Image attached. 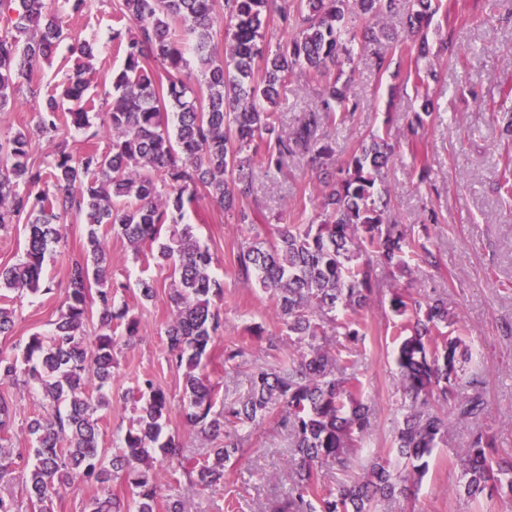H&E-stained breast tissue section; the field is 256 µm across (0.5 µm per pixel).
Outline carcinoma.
<instances>
[{
  "mask_svg": "<svg viewBox=\"0 0 512 512\" xmlns=\"http://www.w3.org/2000/svg\"><path fill=\"white\" fill-rule=\"evenodd\" d=\"M215 0H118L119 26L112 41L123 64L112 71V104L102 125L105 151L91 143L78 155L53 145L46 164L30 161L32 135L58 131L59 105L72 126L91 127L83 103L84 66L74 68L59 92L38 105L35 129L0 139V227L22 224L21 259L0 266V290L21 297L52 292L44 275L50 247L58 243L64 220L85 227L82 251L69 258V289L58 307L50 335L33 333L22 354L0 352V382L38 385L46 414L30 420L34 441L28 456L9 444L16 408L0 393V488L21 481L30 512H53L62 487L77 481L102 489L85 512H156L161 487L154 463L170 466L172 481L198 491L224 482V466L243 449L230 438L239 426L259 427L276 415L291 436L286 460L288 494L272 503L273 512H381L383 502L411 503L428 470V457L448 434L445 407L457 419L477 418L484 409L480 392L461 397L462 363L468 346L459 318L440 299L417 298L391 286L389 307L398 317L395 363L404 396L402 423L394 435L401 467L381 456L362 458L369 439V406L356 377L344 373L353 363V346L363 341L361 316L380 290L377 271L409 277L413 267H434L432 249L411 237L389 215L385 170L397 153L374 135L337 169L323 194L319 223L284 224L276 240L255 241L234 256L236 272L256 277L275 299L274 318L290 337L288 355L268 340L273 361L253 367L247 392L224 399L213 411L216 385L208 371L210 351L223 336L224 318L215 300L224 282L212 270L213 257L185 221L198 191L229 211L250 195L253 156L265 146L264 164L279 173L290 158H303L312 172L328 165L333 149L323 128L358 108L352 92L354 48L372 50L377 69L406 70L422 87L436 78L419 60L431 55L427 29L438 13L436 0H224L227 22L224 59L212 44ZM14 14L0 30V111L12 108L24 84L30 86L40 60L49 58L64 38L67 16L48 0H0V12ZM278 13L291 34L271 51L266 19ZM400 19L401 32H389L387 17ZM391 42L378 48L381 39ZM416 63H405L407 43ZM199 64L207 95L202 98L182 79L189 67L186 45ZM262 62L261 76L255 63ZM304 75L317 99L288 130L276 116L282 87L292 74ZM433 102L423 96L413 113L407 141L419 136L432 117ZM176 117L169 125L168 113ZM125 239L136 254L166 266L173 318L165 330L168 362L180 376L186 424L205 438L224 436L203 461L184 454L175 437L163 436L170 409L168 393L146 380L130 393L134 416L104 464L99 409L109 405L117 329L125 342L139 333L129 307L116 305L128 285L110 276L107 235ZM348 317L339 322L336 312ZM16 310L0 305V335L15 326ZM335 323L345 342L335 345L323 325ZM95 325V334L86 327ZM456 326L458 335L442 328ZM335 468L348 480L324 491L317 471ZM461 488L477 507L495 498L512 500V454L501 456L496 437L476 430L460 457ZM123 476L129 495L110 484Z\"/></svg>",
  "mask_w": 512,
  "mask_h": 512,
  "instance_id": "1",
  "label": "carcinoma"
}]
</instances>
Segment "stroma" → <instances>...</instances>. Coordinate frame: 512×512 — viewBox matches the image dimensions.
Returning <instances> with one entry per match:
<instances>
[{
	"label": "stroma",
	"mask_w": 512,
	"mask_h": 512,
	"mask_svg": "<svg viewBox=\"0 0 512 512\" xmlns=\"http://www.w3.org/2000/svg\"><path fill=\"white\" fill-rule=\"evenodd\" d=\"M428 37L439 42L452 35L456 57L432 60L437 71L426 95L435 111L414 144L404 138L412 112L422 95L403 76L377 71L372 56L356 53L353 89L360 100L357 112L330 129L333 159L344 165L362 141L380 135L394 144L399 161L389 170L386 187L393 216L411 233L427 237L440 257V266L401 279V286L416 297L436 296L447 301L466 325L465 341L470 357L464 364L460 394H471L472 380L482 383L486 408L479 422L451 420L448 435L435 448L417 494L415 512H476L459 487L458 456L466 448L475 427L493 433L499 448L512 452V337L505 328L512 324V195L497 192L498 182L512 180V136L504 127L512 118V100L503 101L500 91L512 85V21H504L505 0H442ZM114 0H89L84 12L67 23V36L54 55L41 61L34 81L41 91H53L66 82L76 62L71 45L94 41L99 53L86 61L87 95L96 112L103 113L112 101L111 75L121 66L123 55L112 43ZM428 169L420 181V169ZM322 184L305 161H289L282 172L270 177L262 162L254 164V191L241 200V207L254 215L253 225L239 228L232 214L216 206L206 193H198L188 220L202 245L209 248L213 271L224 281V299L218 307L224 317V334L211 353V380L223 396L234 398L247 388L252 368L267 362L265 340L257 339L255 327L275 335L274 301L269 292L233 269V256L244 238L265 240L274 236L279 220L290 224L309 222L321 202ZM433 209L437 221L423 225L424 209ZM85 244L83 225L67 221L61 246L46 258L44 274L52 285L46 295H26L14 300L15 327L0 336V351L15 352L33 333L50 334L58 306L68 289L67 261ZM113 278L135 283L152 279L153 301L140 303L134 292L124 296L139 321V336L133 344L119 346L116 375L109 394L110 406L102 413L104 448L120 440L133 414L126 402L128 390L149 379L170 396L165 434L179 438L187 454L205 457L211 443L185 428L182 389L167 361L165 328L172 318L169 270L144 264L127 242L109 235ZM389 295L381 293L362 314L366 337L353 350L351 368L361 382L362 394L371 409L368 452L395 459L393 439L402 420L403 396L397 387L394 361L396 342L387 332L391 319ZM243 347L240 367L225 369L224 347ZM0 392L17 404L10 432L19 451L30 448L28 422L44 414L37 395L29 389L0 383ZM244 452L227 464L224 483L204 494L187 493L188 512H265L268 502L288 489L284 462L288 433L279 419L270 418L259 429L239 428Z\"/></svg>",
	"instance_id": "obj_1"
}]
</instances>
